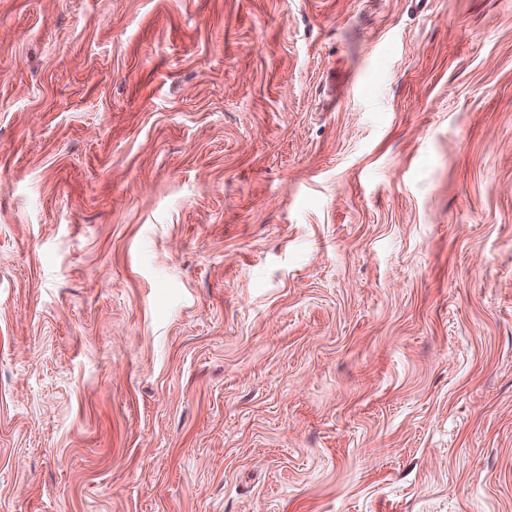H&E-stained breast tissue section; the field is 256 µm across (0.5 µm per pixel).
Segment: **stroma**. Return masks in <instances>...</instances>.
<instances>
[{
  "instance_id": "1",
  "label": "stroma",
  "mask_w": 512,
  "mask_h": 512,
  "mask_svg": "<svg viewBox=\"0 0 512 512\" xmlns=\"http://www.w3.org/2000/svg\"><path fill=\"white\" fill-rule=\"evenodd\" d=\"M0 512H512V0H0Z\"/></svg>"
}]
</instances>
